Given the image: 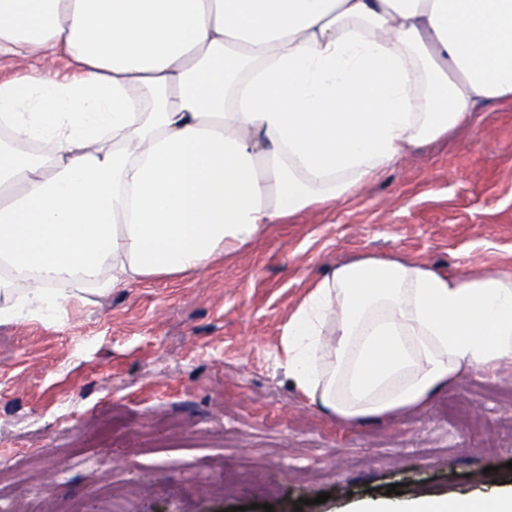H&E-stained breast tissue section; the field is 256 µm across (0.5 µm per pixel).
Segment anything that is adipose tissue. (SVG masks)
<instances>
[{
    "mask_svg": "<svg viewBox=\"0 0 512 512\" xmlns=\"http://www.w3.org/2000/svg\"><path fill=\"white\" fill-rule=\"evenodd\" d=\"M0 61V322L24 323L207 272L512 105V0H0ZM281 346L345 423L422 407L512 365V270L364 256ZM352 512H512V491Z\"/></svg>",
    "mask_w": 512,
    "mask_h": 512,
    "instance_id": "adipose-tissue-1",
    "label": "adipose tissue"
}]
</instances>
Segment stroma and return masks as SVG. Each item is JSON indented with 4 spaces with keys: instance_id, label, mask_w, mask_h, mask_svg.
<instances>
[{
    "instance_id": "stroma-1",
    "label": "stroma",
    "mask_w": 512,
    "mask_h": 512,
    "mask_svg": "<svg viewBox=\"0 0 512 512\" xmlns=\"http://www.w3.org/2000/svg\"><path fill=\"white\" fill-rule=\"evenodd\" d=\"M363 255L511 268L512 107L485 108L206 274L122 288L54 323L0 322V461L15 474L0 504L16 512L35 482L85 512L100 488L128 485L141 490L131 512H346L393 484L408 498L511 487L512 367L356 425L291 385L284 325L327 268ZM259 456L267 466L223 498L185 486Z\"/></svg>"
}]
</instances>
